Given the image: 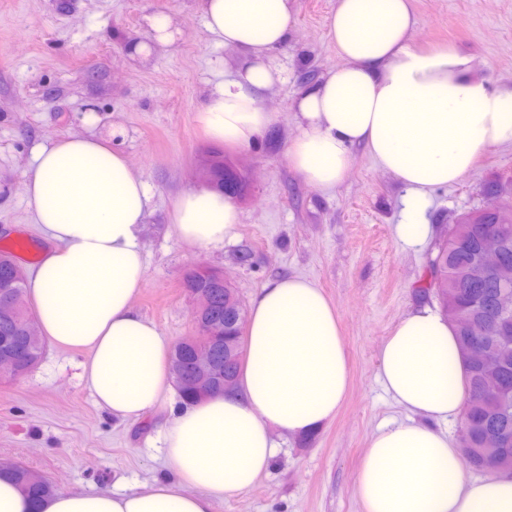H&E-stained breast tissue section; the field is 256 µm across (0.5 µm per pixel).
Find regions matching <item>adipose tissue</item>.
<instances>
[{"mask_svg": "<svg viewBox=\"0 0 512 512\" xmlns=\"http://www.w3.org/2000/svg\"><path fill=\"white\" fill-rule=\"evenodd\" d=\"M204 27L243 60L225 65L196 113L217 144L248 147L273 126L262 95L283 80L274 55L288 43L298 0H200ZM148 36L130 42L145 58L183 36L170 13L145 17ZM410 0H336L328 36L343 58L294 100L299 133L290 165L314 187L341 183L363 147L404 186L397 234L409 248L432 233L436 189L460 180L489 148L512 143V87L490 88L473 58L421 50ZM44 248L29 282L43 337L87 352L80 377L116 419L142 421L168 407L158 433L172 479L135 487L49 494L32 501L0 476V512H214L217 500L252 488L273 464L280 430L306 436L331 421L350 368L336 308L307 278L267 283L252 299L248 360L234 392L174 407L170 337L137 313L145 281L143 226L152 194L110 140L75 132L37 149L23 173ZM169 219L187 245L233 240L241 214L209 185L186 189ZM378 379L407 414L371 437L356 493L363 512H512V475L473 477L444 425L463 416L465 365L439 311L405 314L379 351Z\"/></svg>", "mask_w": 512, "mask_h": 512, "instance_id": "obj_1", "label": "adipose tissue"}]
</instances>
